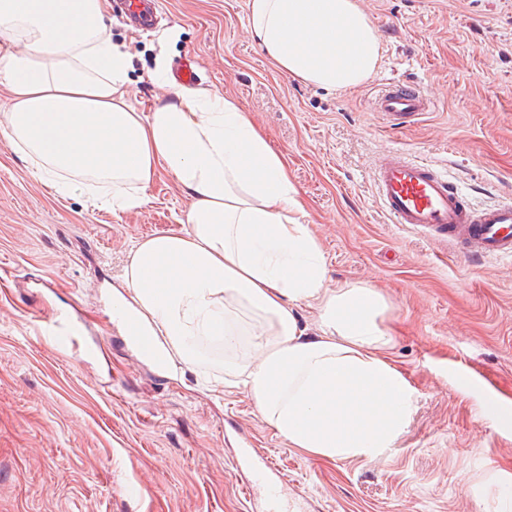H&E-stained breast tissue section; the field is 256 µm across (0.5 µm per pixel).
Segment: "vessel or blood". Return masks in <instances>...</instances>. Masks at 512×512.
I'll use <instances>...</instances> for the list:
<instances>
[{
	"label": "vessel or blood",
	"mask_w": 512,
	"mask_h": 512,
	"mask_svg": "<svg viewBox=\"0 0 512 512\" xmlns=\"http://www.w3.org/2000/svg\"><path fill=\"white\" fill-rule=\"evenodd\" d=\"M158 0H124L125 18L149 30L157 16ZM429 95L416 83L394 81L384 85L371 101L382 119L398 126L430 111ZM373 180L384 214L395 224L424 229L443 238L466 255L512 258V202L474 207L469 198L432 162L411 159L394 150L383 154ZM80 327L50 323L46 336L64 353L79 355ZM248 488L258 491L263 512H282L283 481L272 476L270 465L248 472Z\"/></svg>",
	"instance_id": "vessel-or-blood-1"
}]
</instances>
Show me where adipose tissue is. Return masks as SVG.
<instances>
[{"mask_svg":"<svg viewBox=\"0 0 512 512\" xmlns=\"http://www.w3.org/2000/svg\"><path fill=\"white\" fill-rule=\"evenodd\" d=\"M111 0H0V136L57 198L140 207L160 175L183 192L179 231L138 241L112 288V320L149 342L168 374L200 363L199 337L224 347L242 387L293 448L322 459L385 457L413 413L387 357V305L370 286L327 285L285 158L234 99L172 86L143 112L112 42ZM249 31L294 79L364 84L380 36L358 0H249ZM316 305L317 328L302 320Z\"/></svg>","mask_w":512,"mask_h":512,"instance_id":"obj_1","label":"adipose tissue"}]
</instances>
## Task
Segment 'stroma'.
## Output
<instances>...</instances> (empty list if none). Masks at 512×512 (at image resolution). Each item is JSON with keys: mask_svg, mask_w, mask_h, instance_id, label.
<instances>
[{"mask_svg": "<svg viewBox=\"0 0 512 512\" xmlns=\"http://www.w3.org/2000/svg\"><path fill=\"white\" fill-rule=\"evenodd\" d=\"M381 38L365 84L330 92L252 40L248 0H163L159 27L112 21L131 99L148 108L182 64L263 127L327 259V285L378 288L388 352L415 408L387 456L323 461L288 447L207 357L168 379L112 325L105 290L137 241L178 229L188 202L165 176L137 210L56 199L0 137V512H249L237 458L255 448L305 499L292 512H499L512 495V259L473 260L382 213L389 150L437 164L478 205L512 198V0H359ZM411 80L435 106L391 127L378 85ZM101 347L80 362L37 338L57 312Z\"/></svg>", "mask_w": 512, "mask_h": 512, "instance_id": "35a3bbf8", "label": "stroma"}]
</instances>
